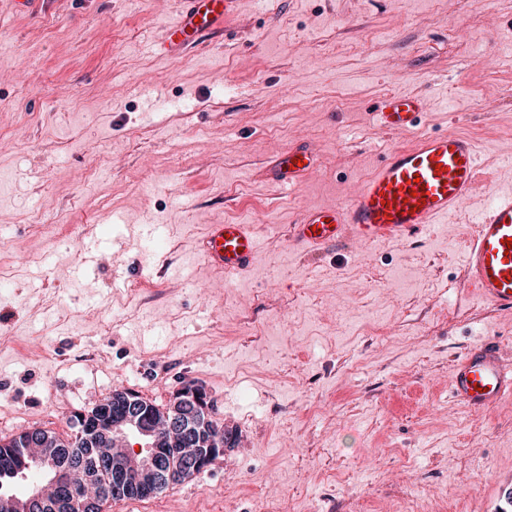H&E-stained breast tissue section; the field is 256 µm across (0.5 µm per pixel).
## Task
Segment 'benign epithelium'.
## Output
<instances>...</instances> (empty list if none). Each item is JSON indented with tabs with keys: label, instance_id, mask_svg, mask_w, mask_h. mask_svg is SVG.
<instances>
[{
	"label": "benign epithelium",
	"instance_id": "1",
	"mask_svg": "<svg viewBox=\"0 0 512 512\" xmlns=\"http://www.w3.org/2000/svg\"><path fill=\"white\" fill-rule=\"evenodd\" d=\"M200 390H193L176 401L172 413L162 422H152L143 414L141 400L131 390H121L123 406L111 411L107 403L99 405L106 414L104 422L96 429L106 444L96 456L93 466L85 471L78 496L79 512H97L99 501L108 496L112 502H121L137 494H155L164 485L176 479H188L210 466L215 454H224L227 446L223 434H213L205 447L195 445L179 449L177 464L167 459L164 441L188 433L199 410ZM139 440L138 449L129 447L128 440ZM25 447L21 463L11 470L14 476L35 465L46 478L43 486L35 487L22 498L0 502V512H43L49 505V494L67 475L72 473L62 452L48 440L38 435L37 429L25 428L15 434ZM112 475L107 484L98 482L99 471Z\"/></svg>",
	"mask_w": 512,
	"mask_h": 512
}]
</instances>
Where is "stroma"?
<instances>
[{
	"instance_id": "obj_1",
	"label": "stroma",
	"mask_w": 512,
	"mask_h": 512,
	"mask_svg": "<svg viewBox=\"0 0 512 512\" xmlns=\"http://www.w3.org/2000/svg\"><path fill=\"white\" fill-rule=\"evenodd\" d=\"M177 16L0 0V438L64 437L113 391L164 405L194 381L236 443L109 512H512V399L473 414L448 397L473 343L512 356V312L463 275L488 184L512 188V0H241L229 31L159 56ZM393 93L429 97L421 128L373 125ZM450 128L488 163L458 214L416 241L289 244L303 208ZM299 142L322 165L298 191L266 184ZM232 222L260 238L244 276L197 250Z\"/></svg>"
}]
</instances>
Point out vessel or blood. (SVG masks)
<instances>
[{
    "mask_svg": "<svg viewBox=\"0 0 512 512\" xmlns=\"http://www.w3.org/2000/svg\"><path fill=\"white\" fill-rule=\"evenodd\" d=\"M184 5L158 50L176 56L224 31L240 0H183ZM426 97L416 93L384 96L372 112L376 127L397 134L420 123L428 110ZM320 163L307 145H296L270 157L262 175L272 186L293 189L304 184ZM482 172L476 141L451 129L427 132L411 147H399L362 182L344 205L309 207L290 225V243L317 253L348 241L359 244L409 238L427 233L439 220L462 208ZM492 200L475 220L474 234L464 252L466 282L481 301L512 311V190H490ZM252 225H209L200 242L207 263L227 274L251 272L259 250ZM450 398L471 411H484L512 395V359L490 343L469 347L448 377Z\"/></svg>",
    "mask_w": 512,
    "mask_h": 512,
    "instance_id": "1",
    "label": "vessel or blood"
}]
</instances>
